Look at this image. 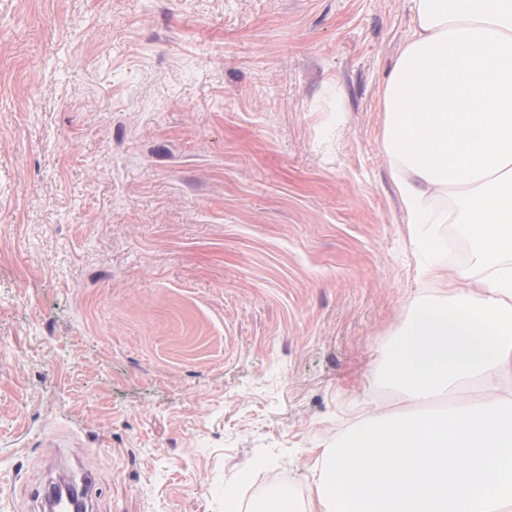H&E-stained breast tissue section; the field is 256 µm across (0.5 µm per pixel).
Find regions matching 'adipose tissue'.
I'll use <instances>...</instances> for the list:
<instances>
[{
  "instance_id": "ef3b65f1",
  "label": "adipose tissue",
  "mask_w": 512,
  "mask_h": 512,
  "mask_svg": "<svg viewBox=\"0 0 512 512\" xmlns=\"http://www.w3.org/2000/svg\"><path fill=\"white\" fill-rule=\"evenodd\" d=\"M410 4L381 132L430 287L375 379L416 411L364 410L326 438L309 512H512V0ZM437 224L468 238L469 269L434 261Z\"/></svg>"
}]
</instances>
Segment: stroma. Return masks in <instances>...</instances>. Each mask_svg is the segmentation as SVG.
Listing matches in <instances>:
<instances>
[{"instance_id":"stroma-1","label":"stroma","mask_w":512,"mask_h":512,"mask_svg":"<svg viewBox=\"0 0 512 512\" xmlns=\"http://www.w3.org/2000/svg\"><path fill=\"white\" fill-rule=\"evenodd\" d=\"M410 0H0V512L308 496L423 286L380 126ZM234 498H227V489Z\"/></svg>"}]
</instances>
